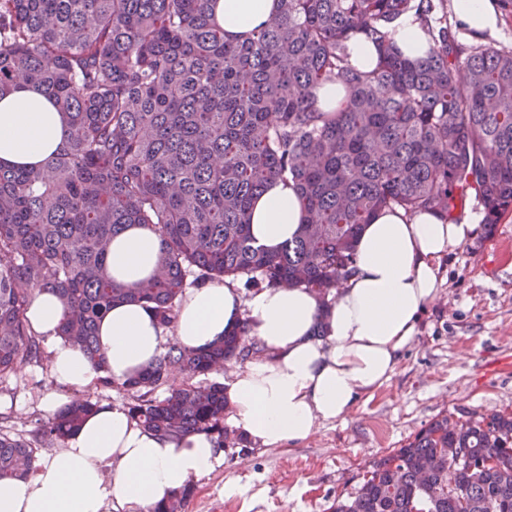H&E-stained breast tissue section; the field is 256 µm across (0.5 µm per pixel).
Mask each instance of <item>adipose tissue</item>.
I'll return each mask as SVG.
<instances>
[{
  "label": "adipose tissue",
  "mask_w": 512,
  "mask_h": 512,
  "mask_svg": "<svg viewBox=\"0 0 512 512\" xmlns=\"http://www.w3.org/2000/svg\"><path fill=\"white\" fill-rule=\"evenodd\" d=\"M452 2L460 29L479 38L496 36L501 16L493 0ZM276 10L277 0H216L213 6L231 41L248 37ZM393 39L411 59L423 57L429 46L411 12L395 21ZM64 129L62 113L47 96L18 81L0 98V164L47 161ZM307 219L295 184L274 179L255 198L249 222L257 245L274 249L293 240ZM477 230L473 218L451 224L435 211L411 217L381 211L363 226L355 270L327 309L313 292L288 286L246 299L228 278L189 289L170 329L143 303L116 304L97 326L104 373L124 381L154 361L166 336L202 347L245 321L266 353L225 382L230 424L262 448L307 440L318 423L344 419L361 396H373L391 379L427 305L440 295L441 258ZM158 259V242L142 225L128 226L112 241V277L123 287L145 284ZM66 315L64 303L49 291L36 293L26 312L32 332L53 339ZM319 324L320 338L314 335ZM51 371L73 388L91 385L101 373L62 341L53 348ZM219 458L210 435L161 437L137 425L122 407L103 404L27 478L0 481V512H151L191 478L208 474Z\"/></svg>",
  "instance_id": "adipose-tissue-1"
}]
</instances>
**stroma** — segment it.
Here are the masks:
<instances>
[{"label": "stroma", "instance_id": "1", "mask_svg": "<svg viewBox=\"0 0 512 512\" xmlns=\"http://www.w3.org/2000/svg\"><path fill=\"white\" fill-rule=\"evenodd\" d=\"M442 268L441 296L388 384L359 398L344 419L319 424L309 440L224 448L223 463L194 478L184 512H332L336 498L356 493L374 460L432 420L512 410V210L448 252ZM40 345L39 362L0 378V432L28 441L44 461L60 450L36 436L50 415L46 401L74 392L51 372L53 339L41 337Z\"/></svg>", "mask_w": 512, "mask_h": 512}]
</instances>
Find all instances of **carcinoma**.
<instances>
[{
  "mask_svg": "<svg viewBox=\"0 0 512 512\" xmlns=\"http://www.w3.org/2000/svg\"><path fill=\"white\" fill-rule=\"evenodd\" d=\"M212 0H0V97L23 77L67 117L56 156L0 165V377L41 358L26 311L52 291L69 316L58 336L101 368L97 325L136 300L171 327L188 286L248 276L253 286L313 290L324 307L352 272L362 225L383 209L437 210L451 222L470 194L484 223L512 209V52L465 44L444 0H278V14L244 42L226 39ZM418 15L427 56L402 55L391 35ZM377 49L369 71L346 42ZM337 82L332 112L314 92ZM292 180L311 216L270 252L248 212L267 183ZM130 224L159 242L142 288L112 278L109 245ZM248 324L206 347L174 344L134 378L131 419L164 436L208 432L224 446V384L193 381L245 359ZM178 370L192 381L153 392ZM97 403L78 398L39 428L65 441ZM461 448L469 464L448 458ZM30 443L0 434V480L25 477ZM333 512H512V413L448 416L373 462ZM185 488L152 512H178Z\"/></svg>",
  "mask_w": 512,
  "mask_h": 512,
  "instance_id": "carcinoma-1",
  "label": "carcinoma"
}]
</instances>
